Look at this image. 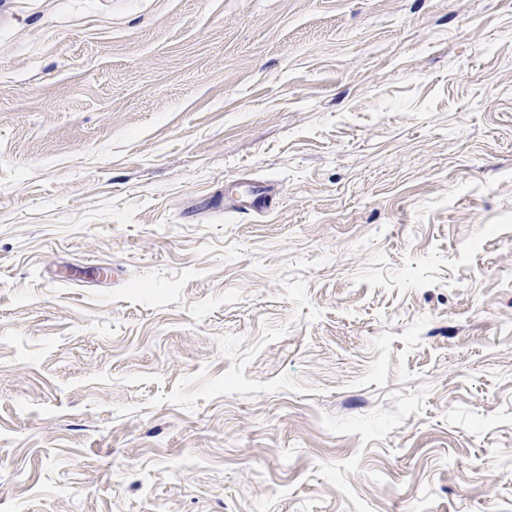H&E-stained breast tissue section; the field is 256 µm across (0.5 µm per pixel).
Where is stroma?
<instances>
[{
  "label": "stroma",
  "mask_w": 512,
  "mask_h": 512,
  "mask_svg": "<svg viewBox=\"0 0 512 512\" xmlns=\"http://www.w3.org/2000/svg\"><path fill=\"white\" fill-rule=\"evenodd\" d=\"M0 512H512V0H0ZM276 204L275 195L270 189L255 188L247 198L237 195L224 196V214H265L273 209Z\"/></svg>",
  "instance_id": "35a3bbf8"
}]
</instances>
